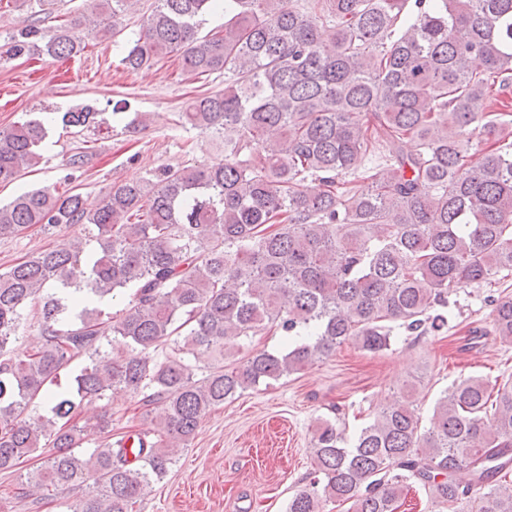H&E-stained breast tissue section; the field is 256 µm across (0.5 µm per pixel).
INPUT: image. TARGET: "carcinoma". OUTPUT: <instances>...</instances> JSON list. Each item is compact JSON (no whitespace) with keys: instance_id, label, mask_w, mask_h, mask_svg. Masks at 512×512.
<instances>
[{"instance_id":"obj_1","label":"carcinoma","mask_w":512,"mask_h":512,"mask_svg":"<svg viewBox=\"0 0 512 512\" xmlns=\"http://www.w3.org/2000/svg\"><path fill=\"white\" fill-rule=\"evenodd\" d=\"M91 4L115 32L132 0ZM218 14L223 30L201 34L202 17ZM80 26H26L6 55L72 58ZM170 53L191 76L224 74V89L181 113L224 143V162L115 181L93 207L52 186L0 204V238L37 224L83 231L0 271V472L49 449L19 494L89 485L67 512H137L211 409L343 343L378 353L397 327L438 332L450 294L512 275V0H311L307 11L289 0H154L123 63L140 70ZM98 116L84 105L55 122L78 134ZM47 135L39 119L0 130V184L41 163ZM126 294L116 321L99 307ZM35 300L41 343L9 356ZM490 302L495 336L512 345V296ZM273 327L286 347L224 364L238 340ZM110 336L123 349L101 350ZM173 336L171 353L150 356ZM116 388L159 409L130 450L112 440L108 414L74 421L81 403ZM86 444L90 453L75 452ZM312 445V477L287 512L326 502L398 512L410 481L437 512H512V379L453 383L426 425L403 391L353 441L325 420Z\"/></svg>"}]
</instances>
